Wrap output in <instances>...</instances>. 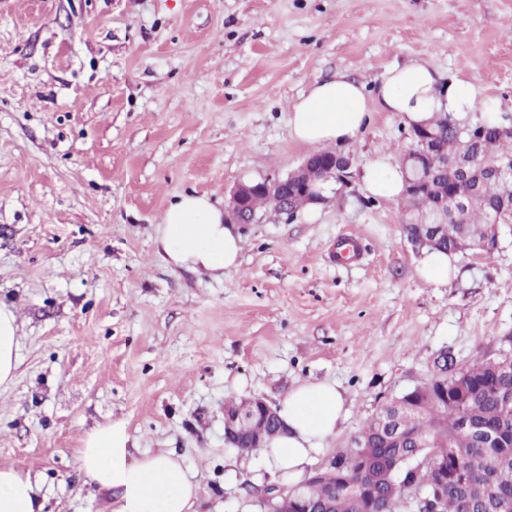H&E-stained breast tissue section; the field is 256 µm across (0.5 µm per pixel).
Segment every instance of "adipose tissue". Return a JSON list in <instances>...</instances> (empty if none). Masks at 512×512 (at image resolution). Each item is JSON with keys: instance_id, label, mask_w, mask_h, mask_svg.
Here are the masks:
<instances>
[{"instance_id": "1", "label": "adipose tissue", "mask_w": 512, "mask_h": 512, "mask_svg": "<svg viewBox=\"0 0 512 512\" xmlns=\"http://www.w3.org/2000/svg\"><path fill=\"white\" fill-rule=\"evenodd\" d=\"M472 83L447 78L414 60L388 69L374 88L337 73L313 83L293 103L289 134L297 142L321 147L355 142L369 125L373 109L397 113L418 128L437 113H465L474 108ZM156 244L167 263L205 271L213 278L241 263L243 240L237 225L208 196L187 193L166 209L157 226ZM283 433L258 451L254 481L284 475L298 481L309 472L313 456L332 436L345 415L339 385L308 382L291 389L278 408ZM129 436L122 425L93 430L80 451L84 473L103 489H117L115 512H195L197 485L171 455L129 457ZM29 476L0 469V512H42Z\"/></svg>"}]
</instances>
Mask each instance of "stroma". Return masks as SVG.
I'll return each instance as SVG.
<instances>
[{"label":"stroma","mask_w":512,"mask_h":512,"mask_svg":"<svg viewBox=\"0 0 512 512\" xmlns=\"http://www.w3.org/2000/svg\"><path fill=\"white\" fill-rule=\"evenodd\" d=\"M414 59L474 84L460 124L512 116V0H0V307L19 339L0 468L30 475L44 512H113L79 461L109 423L132 457L175 453L198 512H258L253 455L224 464L225 399L336 382L347 416L325 458L440 351L461 366L512 346V223L435 285L399 199L365 190L366 166L411 146L393 112L339 146L351 177L328 202L242 225L223 278L156 249L179 194L221 206L311 154L288 113L312 83L372 85ZM347 234L363 256L340 264Z\"/></svg>","instance_id":"stroma-1"}]
</instances>
